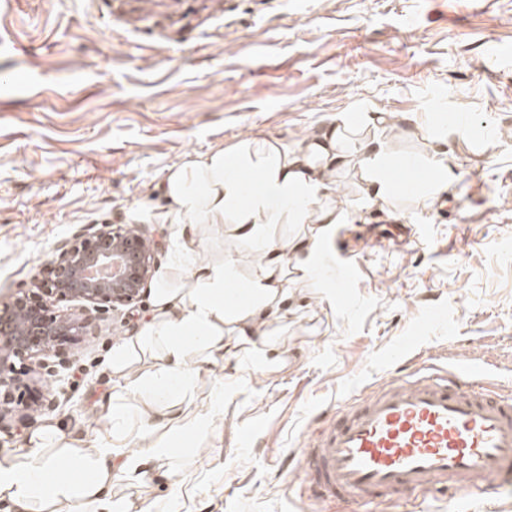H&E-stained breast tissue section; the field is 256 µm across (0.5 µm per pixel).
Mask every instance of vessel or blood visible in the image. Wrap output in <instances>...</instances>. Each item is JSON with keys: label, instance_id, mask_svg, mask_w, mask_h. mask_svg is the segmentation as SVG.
<instances>
[{"label": "vessel or blood", "instance_id": "obj_1", "mask_svg": "<svg viewBox=\"0 0 512 512\" xmlns=\"http://www.w3.org/2000/svg\"><path fill=\"white\" fill-rule=\"evenodd\" d=\"M485 382L471 364L436 377L397 370L366 398L337 402L301 456L311 499L511 495L512 397Z\"/></svg>", "mask_w": 512, "mask_h": 512}]
</instances>
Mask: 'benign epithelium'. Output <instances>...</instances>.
I'll list each match as a JSON object with an SVG mask.
<instances>
[{
	"mask_svg": "<svg viewBox=\"0 0 512 512\" xmlns=\"http://www.w3.org/2000/svg\"><path fill=\"white\" fill-rule=\"evenodd\" d=\"M155 272L153 246L122 225L83 232L44 267L37 286L0 305V421L19 397L33 392L21 367L34 360L50 377L65 365L63 346L83 335L84 318L60 316L51 300L75 302L80 311L108 313L142 300ZM21 310L26 319L16 322Z\"/></svg>",
	"mask_w": 512,
	"mask_h": 512,
	"instance_id": "7a95c632",
	"label": "benign epithelium"
}]
</instances>
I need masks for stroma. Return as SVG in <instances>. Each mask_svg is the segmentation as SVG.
Instances as JSON below:
<instances>
[{
  "instance_id": "stroma-1",
  "label": "stroma",
  "mask_w": 512,
  "mask_h": 512,
  "mask_svg": "<svg viewBox=\"0 0 512 512\" xmlns=\"http://www.w3.org/2000/svg\"><path fill=\"white\" fill-rule=\"evenodd\" d=\"M384 112L388 123L369 122ZM385 143L387 176L411 178L434 147L462 176L444 192L366 200L358 167L339 172L350 218L321 239L329 275L285 254L288 297L264 326L282 351L260 365L242 344L201 372L193 403L209 430H177L170 481L120 495L165 512H350L309 500L302 450L338 399L409 372L487 365L512 393V0H0V299L92 226L154 238V284H189L187 249L233 258L231 287L255 273L253 243L221 224H168L171 167L245 136L296 148L339 120ZM151 296L85 313L68 365L31 386L50 399L15 407L0 455L53 424L92 435L118 391L108 361L139 335ZM360 512H512V499L424 494Z\"/></svg>"
}]
</instances>
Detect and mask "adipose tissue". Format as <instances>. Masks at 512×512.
<instances>
[{"label": "adipose tissue", "instance_id": "obj_1", "mask_svg": "<svg viewBox=\"0 0 512 512\" xmlns=\"http://www.w3.org/2000/svg\"><path fill=\"white\" fill-rule=\"evenodd\" d=\"M386 153L378 140L355 153L347 124L339 123L294 149L250 137L170 169L163 191L173 223L224 224L239 239L261 240L255 275L233 290L227 264L197 256L191 288H156V314L144 333L112 352L113 372L129 384L126 394L108 396L102 429L86 438L52 425L35 432L26 451L0 458V498L14 502L18 512H145L115 501L113 486L120 479H140L150 460L171 455L164 438L172 430L210 427V419L187 401L200 357L216 360L229 352L224 328L230 325L235 341L251 345L265 365L274 364L279 351L263 340L260 328L285 296L280 256L291 248L311 272L322 263L316 238L285 244L269 236L268 227L313 224L326 234L344 223L347 215L335 201L336 175L356 160L367 173L370 199L385 201L398 189L381 174ZM144 354L154 361L151 371L133 375V364ZM135 428L152 435V442L131 447ZM61 463L72 478L56 477Z\"/></svg>", "mask_w": 512, "mask_h": 512}]
</instances>
